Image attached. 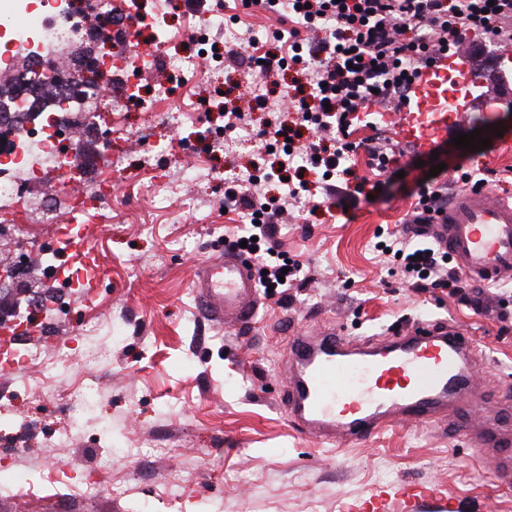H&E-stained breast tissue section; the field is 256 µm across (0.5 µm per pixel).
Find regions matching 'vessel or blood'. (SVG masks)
I'll use <instances>...</instances> for the list:
<instances>
[{"mask_svg":"<svg viewBox=\"0 0 512 512\" xmlns=\"http://www.w3.org/2000/svg\"><path fill=\"white\" fill-rule=\"evenodd\" d=\"M448 132V61L424 68L398 125L402 140L425 149ZM428 230L460 271L482 282L512 273V203L462 190ZM198 306L226 325L253 322L258 290L243 252L195 265ZM475 345L451 325L417 326L398 341L351 344L335 333L295 337L288 351L286 407L304 438L362 443L396 420L448 424L494 451L497 486L512 485V431L481 430L451 417L453 407L480 397L473 378Z\"/></svg>","mask_w":512,"mask_h":512,"instance_id":"b4317fda","label":"vessel or blood"}]
</instances>
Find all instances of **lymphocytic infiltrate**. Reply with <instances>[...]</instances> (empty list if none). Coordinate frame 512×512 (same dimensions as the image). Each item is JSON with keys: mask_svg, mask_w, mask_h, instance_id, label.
Instances as JSON below:
<instances>
[{"mask_svg": "<svg viewBox=\"0 0 512 512\" xmlns=\"http://www.w3.org/2000/svg\"><path fill=\"white\" fill-rule=\"evenodd\" d=\"M261 4L268 11L287 13L291 26L275 35L276 46L262 53L259 69L266 76L288 62L298 67L290 100L300 123L313 132L331 134L332 148L316 152L317 168L329 175H350L343 161L361 149L379 175L391 174L397 163L400 148L391 138L379 132L360 141L353 138L368 102L401 110L421 70L434 63L436 54L456 50L469 35L512 41V0H292L288 11L281 0ZM290 164V158H283L279 169ZM279 169L239 181L227 195L229 204L250 215L243 234L247 253L268 254L257 265V279L264 287L279 286L283 268L294 273L300 269L285 253L261 247L272 233L273 217L257 184L273 180ZM454 173L451 184L430 180L420 186L413 223H434L448 205L449 186L480 190L489 182L487 174L460 166ZM384 246L415 290L446 288L461 304L481 310L480 296L468 295L465 280L437 242L404 232Z\"/></svg>", "mask_w": 512, "mask_h": 512, "instance_id": "lymphocytic-infiltrate-1", "label": "lymphocytic infiltrate"}]
</instances>
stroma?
<instances>
[{
	"instance_id": "35a3bbf8",
	"label": "stroma",
	"mask_w": 512,
	"mask_h": 512,
	"mask_svg": "<svg viewBox=\"0 0 512 512\" xmlns=\"http://www.w3.org/2000/svg\"><path fill=\"white\" fill-rule=\"evenodd\" d=\"M145 10L163 5L171 47L195 48L198 16L183 0H142ZM227 20L262 35L286 28L285 16L259 6L225 8ZM205 55L203 80L177 82L163 57L146 63L138 78L136 103H125L122 71H114L105 97H87L66 113L79 121L96 111L98 126L80 139L82 174L73 176L55 162L42 164L39 182H23L20 201L7 219L34 225L31 250H39L51 225L38 221L41 206L54 202L72 216L75 183L102 186L103 222L82 227L95 265L109 269L103 280L76 286L48 278L39 258L18 273L0 299L54 304L61 312L35 316L30 333L14 336L21 364L0 374V471L25 475L24 483L0 491V512H364L372 495H390L388 512H403L395 500L404 484L431 485L455 512H512V489L496 490L493 452L478 448L445 427L398 423L366 443L306 440L293 429L283 404L287 379L281 366L294 336L332 328L345 338L387 341L421 323L456 325L472 336L477 376L495 405L512 406V296L479 283L483 309L473 312L446 289L414 291L399 265L383 263L377 242L403 230L413 193L428 166L401 160L403 177L384 195L343 209L340 193L356 180L375 183L365 151L351 156L355 180H338L329 191L320 173L311 185L315 210L288 206L276 225L280 251L302 269L286 287L262 295L253 325L225 327L202 315L191 291L199 261L223 255L238 226L247 222L224 207L233 177L254 164L273 162L275 152L258 138L271 120L259 110L247 77L248 51L225 48ZM176 88L168 112L150 111L154 90ZM244 113L248 139L224 128V111ZM482 128L488 148L474 152L443 140L438 159L451 180L457 165L489 168L496 182L491 198H512V119L473 113L462 133ZM199 169L196 180L180 171ZM167 209L154 206L156 195ZM99 320L85 337L87 319ZM124 337L111 343L109 327ZM66 344L71 359L52 373L25 365L33 348L53 359ZM102 390L97 404L82 409L86 379ZM74 427L69 447L53 444L55 434ZM66 466L69 485L97 477L100 490L72 495L58 505L56 486L44 477L54 462Z\"/></svg>"
}]
</instances>
